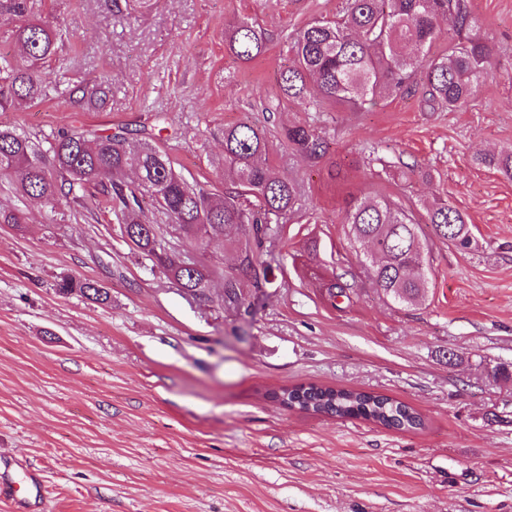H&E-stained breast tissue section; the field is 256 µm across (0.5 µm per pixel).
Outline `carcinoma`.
<instances>
[{
  "mask_svg": "<svg viewBox=\"0 0 512 512\" xmlns=\"http://www.w3.org/2000/svg\"><path fill=\"white\" fill-rule=\"evenodd\" d=\"M33 0H0V23L12 25L11 36L20 46V59L0 54V109L34 102L46 95L38 71L57 52L59 32L28 18ZM452 21L458 43L442 55L431 53L441 24ZM475 19L468 0H346L336 21L314 20L291 36L293 62L279 74L280 95L301 105L352 106L412 93L418 70H423V106L429 111L445 105L463 108L480 79L490 72L492 44L472 35ZM269 38L254 23L242 19L225 32V46L236 58L251 61L265 53ZM79 101L104 103L105 82L79 88ZM224 170L234 188L222 197L195 189L173 168L168 155L153 145L149 133L137 140L120 131L100 135L91 130L61 131L44 149L27 134L0 126V175L19 176L16 192L53 204L94 186L115 211L131 243L189 295L210 300L212 271L198 261L185 267L158 236L160 226L143 207L150 201L177 237L195 250L207 243L206 233L219 236L234 224L250 225L256 246H261L271 224L288 220L300 201V184L281 176L268 159L265 129L250 123L224 128ZM280 138L294 151L317 160L327 144L315 130L293 125ZM478 161L512 179V150L481 156ZM127 170L138 175L129 185L120 179ZM435 234L465 251L471 248L466 217L440 202L428 210ZM25 213L0 207V224L20 226ZM354 241L366 243L364 266L374 288L402 305L420 303L428 288L423 267V245L413 215L387 199L354 201L346 213ZM63 295L74 293L98 303L110 299L109 289L97 281L64 277L57 284ZM242 302L239 282L224 279V305ZM289 408L316 416L361 418L388 429L424 428L420 413L387 395L334 389L316 384L281 391Z\"/></svg>",
  "mask_w": 512,
  "mask_h": 512,
  "instance_id": "obj_1",
  "label": "carcinoma"
}]
</instances>
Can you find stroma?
<instances>
[{"instance_id":"35a3bbf8","label":"stroma","mask_w":512,"mask_h":512,"mask_svg":"<svg viewBox=\"0 0 512 512\" xmlns=\"http://www.w3.org/2000/svg\"><path fill=\"white\" fill-rule=\"evenodd\" d=\"M344 0H151L125 17L111 0H42L61 36L41 69L46 96L0 125L50 138L73 127L146 128L186 180L223 194L224 128L303 124L328 143L312 161L273 142L269 161L297 179L302 209L260 252L243 302L222 306L247 228L201 258L211 299L195 300L121 235L102 197L55 207L0 182V476L22 459L50 498L32 512H512V179L479 163L512 149V0H470L496 53L468 105L424 109L398 96L315 111L281 98L288 40ZM266 29V52L231 55L239 19ZM104 80L103 105L75 88ZM413 211L427 259L425 300L406 307L370 284L344 222L353 200ZM464 214L462 252L427 219L437 201ZM103 283L97 303L56 290ZM347 286L330 298L331 284ZM317 384L391 396L425 419L402 432L312 416L275 392ZM57 290L63 295L74 293L98 303L108 302L110 299L109 289L97 281L88 279H77L74 277H63L57 284Z\"/></svg>"}]
</instances>
